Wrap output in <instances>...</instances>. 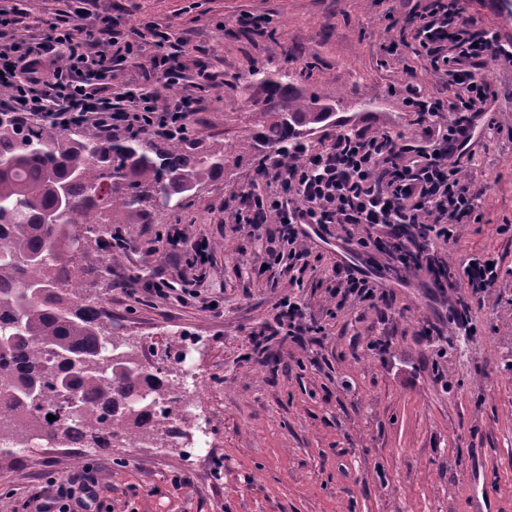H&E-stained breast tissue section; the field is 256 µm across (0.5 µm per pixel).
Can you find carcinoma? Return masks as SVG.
<instances>
[{"label": "carcinoma", "mask_w": 512, "mask_h": 512, "mask_svg": "<svg viewBox=\"0 0 512 512\" xmlns=\"http://www.w3.org/2000/svg\"><path fill=\"white\" fill-rule=\"evenodd\" d=\"M265 93L259 130L202 150L147 133L86 136L72 124L19 127L0 112V459L44 446L109 448L113 430L145 445L165 421L166 384L136 345L112 334L100 298L84 293L70 253L104 274L102 224H140L157 196L199 193L248 159L288 163L291 148L332 123L336 105L290 71L252 70ZM55 416L50 421L47 415Z\"/></svg>", "instance_id": "cac0c4a2"}]
</instances>
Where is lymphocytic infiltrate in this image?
Wrapping results in <instances>:
<instances>
[{
	"label": "lymphocytic infiltrate",
	"instance_id": "f902f5d3",
	"mask_svg": "<svg viewBox=\"0 0 512 512\" xmlns=\"http://www.w3.org/2000/svg\"><path fill=\"white\" fill-rule=\"evenodd\" d=\"M459 15L458 0H431L412 19L421 53L434 70L450 77L454 89L444 100L406 86L404 104L417 116L420 139L345 131L322 149L298 148L288 164L264 165L275 190L244 195L233 218L258 228L263 217H272L274 262L296 252L306 225L346 234L359 227V247L377 248L391 239L392 256L405 268L426 271L435 287L447 284L448 266L435 243L456 239L459 220L475 210L476 193L463 176L462 159L476 118L497 97L478 68L489 57L512 61V43L492 30L472 31ZM21 24L19 16L0 9V86L8 91L0 98V111L19 124L75 120L102 135L124 128L183 138L189 112L205 109L203 99L190 93L163 101L154 94L100 95L93 84L112 79L113 46H122L127 59L141 52L137 43L122 41L111 20H99L101 49L94 53L66 16L45 21L31 38L24 37ZM447 112L454 119L445 125L441 118ZM48 483L51 494L34 495L21 512H112L101 499L93 468Z\"/></svg>",
	"mask_w": 512,
	"mask_h": 512
}]
</instances>
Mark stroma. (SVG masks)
<instances>
[{
  "label": "stroma",
  "mask_w": 512,
  "mask_h": 512,
  "mask_svg": "<svg viewBox=\"0 0 512 512\" xmlns=\"http://www.w3.org/2000/svg\"><path fill=\"white\" fill-rule=\"evenodd\" d=\"M429 0H96L91 10L121 29L148 22L170 35L168 52L187 48L212 79L195 88L207 101L190 115L187 146L208 148L253 133L252 105L265 95L248 85L252 69H288L300 87L335 101L336 122L305 137L362 128L419 136L402 98L406 84L451 97L446 75L418 55L410 15ZM462 17L512 42V11L499 0H460ZM78 0H0L20 13L26 36L42 20L70 12L85 42ZM482 77L497 90V130L479 133L463 166L477 199L444 256L455 288H432L420 273L361 253L335 237L307 238L290 265L271 263L265 235L230 214L265 179L250 162L225 169L201 195L175 210H155L123 225L122 248L103 247L106 276H84L116 333L145 356L180 336L201 339L188 352L204 380L200 411L213 420L216 447L203 458L171 448H36L0 460V501L9 512L46 488L97 465L114 512H512V63L487 59ZM369 96L367 110L354 106ZM179 227L188 243L170 251ZM208 255L194 263L195 247ZM489 254L499 279L471 295L465 265ZM354 264L389 291L388 304L331 295L336 267ZM164 277L167 297L145 293ZM294 297L308 330L278 335L262 351L254 333L273 326L277 303ZM468 304L467 323L457 311ZM436 329L431 341L423 328Z\"/></svg>",
  "instance_id": "1"
}]
</instances>
